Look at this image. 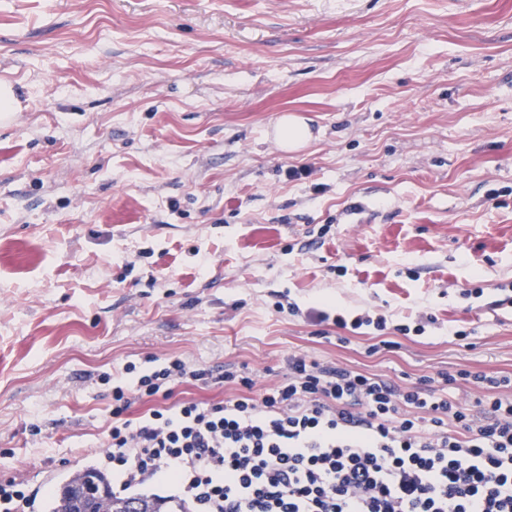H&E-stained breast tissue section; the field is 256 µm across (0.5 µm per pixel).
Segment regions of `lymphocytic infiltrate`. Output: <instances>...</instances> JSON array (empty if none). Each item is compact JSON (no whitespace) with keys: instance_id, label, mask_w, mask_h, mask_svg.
I'll list each match as a JSON object with an SVG mask.
<instances>
[{"instance_id":"f902f5d3","label":"lymphocytic infiltrate","mask_w":512,"mask_h":512,"mask_svg":"<svg viewBox=\"0 0 512 512\" xmlns=\"http://www.w3.org/2000/svg\"><path fill=\"white\" fill-rule=\"evenodd\" d=\"M217 378L243 391L172 402L178 384ZM481 392L458 400V380ZM167 358L112 379L105 461L112 493L172 485L190 512H512V377L445 372L401 386L299 354L288 379ZM168 400L137 418V401Z\"/></svg>"}]
</instances>
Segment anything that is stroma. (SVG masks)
Masks as SVG:
<instances>
[{
	"label": "stroma",
	"instance_id": "stroma-1",
	"mask_svg": "<svg viewBox=\"0 0 512 512\" xmlns=\"http://www.w3.org/2000/svg\"><path fill=\"white\" fill-rule=\"evenodd\" d=\"M2 80L0 481L36 512L104 465L102 374L153 355L257 394L299 353L512 376V0H0ZM276 139L283 150L297 151L311 138L308 124L297 115L281 117L276 126ZM332 322L340 329H350L352 331L359 330L363 327L371 328L375 331H384L387 328V319L383 315L372 316L369 312H364L354 316L350 323L347 318L336 311V315L332 317Z\"/></svg>",
	"mask_w": 512,
	"mask_h": 512
}]
</instances>
